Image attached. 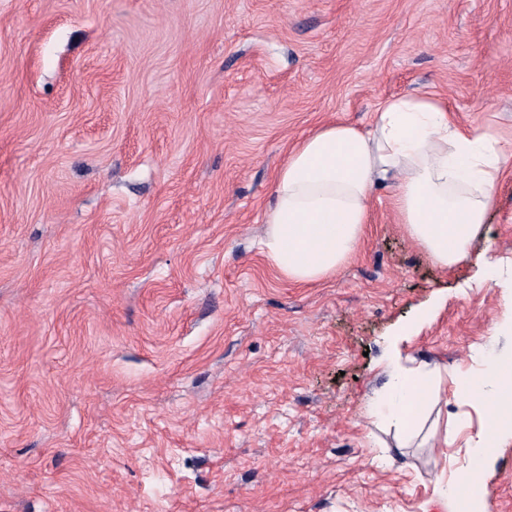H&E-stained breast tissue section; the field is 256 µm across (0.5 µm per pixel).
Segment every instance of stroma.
I'll return each mask as SVG.
<instances>
[{
  "instance_id": "obj_1",
  "label": "stroma",
  "mask_w": 512,
  "mask_h": 512,
  "mask_svg": "<svg viewBox=\"0 0 512 512\" xmlns=\"http://www.w3.org/2000/svg\"><path fill=\"white\" fill-rule=\"evenodd\" d=\"M410 94L512 138V0H0V512H448L481 413L370 402L407 328L445 384L512 356V175L492 287L387 189L325 280L259 245L291 145ZM479 501L512 512V439Z\"/></svg>"
}]
</instances>
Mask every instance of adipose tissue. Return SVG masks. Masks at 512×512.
<instances>
[{"label": "adipose tissue", "instance_id": "ef3b65f1", "mask_svg": "<svg viewBox=\"0 0 512 512\" xmlns=\"http://www.w3.org/2000/svg\"><path fill=\"white\" fill-rule=\"evenodd\" d=\"M430 95L386 100L368 131L346 122L306 135L279 168L265 215L262 250L295 283L330 277L357 252L371 220L372 194L390 189L395 220L437 266L448 269L484 235L503 177L512 172V141L483 125L462 127ZM403 337L386 352L391 370L373 414L414 430L429 399H443L431 373H402ZM512 394V358L489 369L486 382H456L453 395L477 404L486 425L477 447L511 437L496 395Z\"/></svg>", "mask_w": 512, "mask_h": 512}]
</instances>
